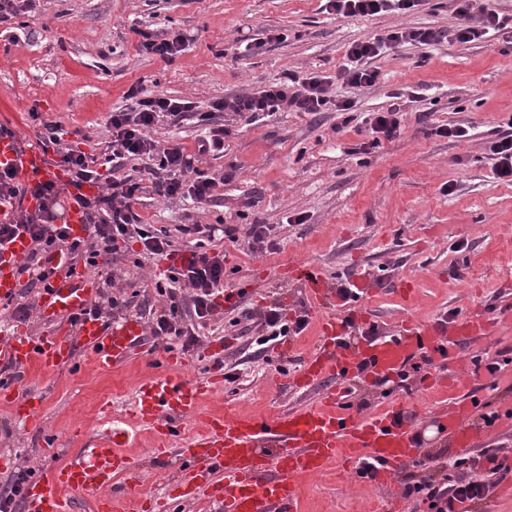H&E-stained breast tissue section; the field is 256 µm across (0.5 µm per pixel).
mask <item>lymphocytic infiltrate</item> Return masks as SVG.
Masks as SVG:
<instances>
[{"instance_id": "1", "label": "lymphocytic infiltrate", "mask_w": 512, "mask_h": 512, "mask_svg": "<svg viewBox=\"0 0 512 512\" xmlns=\"http://www.w3.org/2000/svg\"><path fill=\"white\" fill-rule=\"evenodd\" d=\"M457 2L458 22L452 33L432 28L401 29L390 33V41L431 45L448 36L459 43H470L503 30L505 22L490 8L488 0ZM424 3L425 0H327L328 8L341 18L374 16L386 11L409 12ZM381 50L382 43L378 40L352 42L346 50V62L337 73L338 79L352 87L374 85L379 72L371 68L369 62L379 56ZM329 87L328 78H302L289 73L284 80L259 92L215 100L208 111L198 114L190 101L146 96L141 87L131 86L126 96L132 99V106L113 112L109 120L112 139L105 158L109 168L104 172L98 169L96 158L62 145L56 123L43 122L41 139L56 145L55 162L70 174L73 185L100 182L108 172L112 175L108 180L110 191L86 199L87 233L85 237L74 238L68 224L56 221L55 209L60 203L61 188L51 182L30 187L21 185L11 169L0 167V199L13 198L19 203L15 223L0 224V246L12 240L18 229H25L34 247L23 270L41 283L49 277L51 253L55 250L65 253L72 262L96 269L110 264L119 242L131 239L141 243L144 255L167 257L171 253V240L144 224L136 211L145 186H152L155 194L164 199L185 194L200 203L213 200L218 183L212 177L191 179L193 158L223 154L224 140L231 130L222 125L208 129L206 135L198 138L191 154L179 143L158 146L148 137V130L162 121L181 124L195 114L208 121L219 112H232L252 120L284 107L297 112H320L331 103ZM143 158L150 161L145 168L147 180L121 174V161ZM29 194L41 199L39 210L32 211L24 206L23 201ZM223 291V258L201 250L192 251L188 265L170 269L167 285L159 289L165 304L152 313L151 333L156 343L180 339L188 347L196 344L198 336L194 327L188 326V318L202 321L212 316L215 299ZM306 325V318L289 320L286 310L280 304H273L260 323L255 343L259 349H267L284 337L299 335ZM511 472L499 463L497 454L485 449L434 465L424 459L419 461L417 470L405 475V495L424 507L425 512H456V504L475 505L489 500L494 489Z\"/></svg>"}]
</instances>
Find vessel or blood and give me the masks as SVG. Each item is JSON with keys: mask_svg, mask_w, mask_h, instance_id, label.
Returning a JSON list of instances; mask_svg holds the SVG:
<instances>
[{"mask_svg": "<svg viewBox=\"0 0 512 512\" xmlns=\"http://www.w3.org/2000/svg\"><path fill=\"white\" fill-rule=\"evenodd\" d=\"M0 165L12 169L23 184L51 181L64 187L67 221L73 235H83V200L92 194V186H70L64 168L53 164L42 146L25 144L15 134L0 135ZM31 247L22 229L0 247V303L18 294L19 270ZM275 274L301 285L322 338L287 378L293 391L316 392L313 402L272 414L245 413L228 404L204 415L199 401L223 388L222 368L192 383L181 370L182 359L167 355L164 367L151 368L142 378L133 410L137 424L154 436L155 459L173 463L165 495L144 506V477L123 452L130 433L116 419L105 429L101 446L86 449L66 464L38 467L22 485L23 512H68L81 498L88 500L91 512H189L201 500L214 512H305L302 489L307 480L334 464L356 472L367 458L380 464L375 488L386 493L388 502L398 501L397 473L425 452L417 438L425 412L401 402L378 413L364 412L347 398L346 383L371 385L397 377L422 354L438 363L435 381L446 382L449 359L458 346L492 334L497 319L478 311L449 322L407 315L398 327H378L376 335L349 344L348 324L370 322L365 302L376 289L369 280L353 277L357 295L346 302L313 260H294ZM98 291L97 277L69 262L50 275L35 300L49 333L0 338V365L12 366L21 376L17 382L0 379V406L35 422L44 400L33 377L45 378L71 366L80 349L95 367L116 372L144 346L146 324L138 316L109 324L92 317L71 323V315L90 306ZM435 417L454 448H474L479 430L468 422L464 408L445 406ZM119 474L127 477L121 490L112 483Z\"/></svg>", "mask_w": 512, "mask_h": 512, "instance_id": "vessel-or-blood-1", "label": "vessel or blood"}]
</instances>
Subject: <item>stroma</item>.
<instances>
[{
    "label": "stroma",
    "instance_id": "obj_1",
    "mask_svg": "<svg viewBox=\"0 0 512 512\" xmlns=\"http://www.w3.org/2000/svg\"><path fill=\"white\" fill-rule=\"evenodd\" d=\"M324 0H36L32 12L0 26V115L9 116L24 142L38 140L42 119L60 125L66 142L104 160L111 139L114 109L127 107L126 92L140 85L147 92L208 104L234 94L258 92L286 72L332 78V102L325 111L288 108L250 124L230 112L217 114L231 128L220 157L196 158L204 176H223L213 201L165 200L153 191L142 195L137 211L144 223L167 232L175 248L190 249L188 224H234L247 231L268 224L277 248L253 252L238 241L206 243L224 258V283L238 287L266 276L261 295L243 299L253 319L234 321L215 311L199 331L192 351L181 341L169 347L146 344L133 365L112 374L94 369L84 351L73 367L40 380L46 405L38 425L20 423L0 407V451L16 468L33 472L42 463H65L101 444L113 415L131 411L139 377L165 352L181 355L189 379H205L215 366L224 369V389L207 396L203 410L232 404L268 413L305 404L307 395L280 387L278 378L294 371L301 356L318 341L313 328L296 336L295 357L274 349L257 352L255 316L272 302L290 315L307 313L300 286L270 279L269 271L288 261L316 260L333 284L356 274L415 282L413 302L383 290L366 306L373 320L395 323L406 312L428 321L447 312L465 316L475 308L498 317L494 332L460 345L457 380L447 387L419 392L421 374L394 383L390 395L379 386L356 389L351 398L378 410L390 398L426 409L469 401L474 414L498 413L478 447L512 455V364L489 374L487 360L512 349V319L502 317L503 281L512 279V184L496 179L492 141L512 129V35L496 34L462 44L400 42L372 62L380 73L370 87L336 81L349 43L386 38L396 29L448 30L457 22L455 0H427L408 13L339 18ZM180 35L183 50L174 62L140 48L141 32ZM351 100L349 113L335 101ZM398 106L401 134L365 154L359 151L371 113ZM464 124V140L437 135L439 126ZM462 251H455L456 243ZM156 260L142 257L139 242L120 243L112 264L101 268L107 293L130 300L133 310L160 307L155 284L163 278ZM223 346L221 360L208 353ZM114 413L105 415L103 402ZM55 452H46L47 439ZM308 512H368L379 492L355 483L335 465L304 488Z\"/></svg>",
    "mask_w": 512,
    "mask_h": 512
}]
</instances>
